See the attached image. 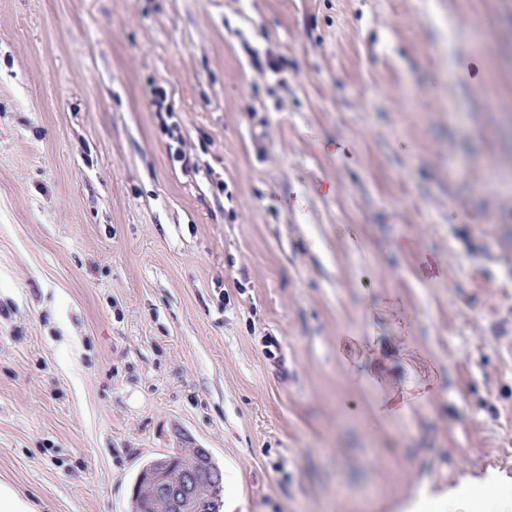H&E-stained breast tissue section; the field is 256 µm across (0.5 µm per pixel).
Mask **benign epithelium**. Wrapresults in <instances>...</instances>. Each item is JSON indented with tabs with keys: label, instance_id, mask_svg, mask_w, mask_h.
Masks as SVG:
<instances>
[{
	"label": "benign epithelium",
	"instance_id": "obj_1",
	"mask_svg": "<svg viewBox=\"0 0 512 512\" xmlns=\"http://www.w3.org/2000/svg\"><path fill=\"white\" fill-rule=\"evenodd\" d=\"M211 453L192 448L158 458L140 471L143 506L161 503L167 512H198L209 483Z\"/></svg>",
	"mask_w": 512,
	"mask_h": 512
}]
</instances>
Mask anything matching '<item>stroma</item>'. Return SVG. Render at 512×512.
Returning <instances> with one entry per match:
<instances>
[{
  "label": "stroma",
  "instance_id": "obj_1",
  "mask_svg": "<svg viewBox=\"0 0 512 512\" xmlns=\"http://www.w3.org/2000/svg\"><path fill=\"white\" fill-rule=\"evenodd\" d=\"M177 448L512 512V0H0V482L131 512ZM495 487L491 484L468 486L457 491L456 495L466 504L464 512H490L488 500L494 495Z\"/></svg>",
  "mask_w": 512,
  "mask_h": 512
}]
</instances>
